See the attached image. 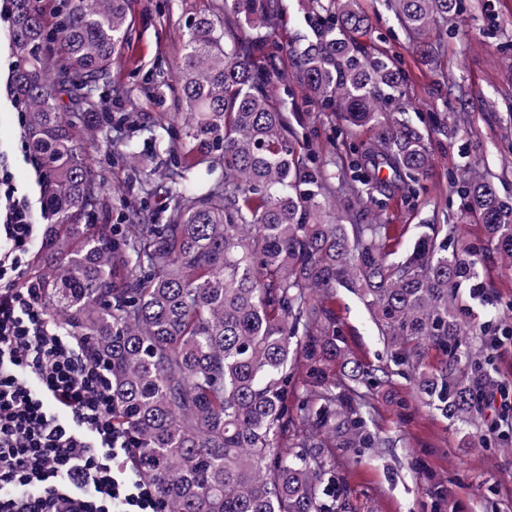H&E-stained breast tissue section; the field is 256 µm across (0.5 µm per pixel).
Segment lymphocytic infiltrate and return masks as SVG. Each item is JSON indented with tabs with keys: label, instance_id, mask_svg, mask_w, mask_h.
<instances>
[{
	"label": "lymphocytic infiltrate",
	"instance_id": "f902f5d3",
	"mask_svg": "<svg viewBox=\"0 0 512 512\" xmlns=\"http://www.w3.org/2000/svg\"><path fill=\"white\" fill-rule=\"evenodd\" d=\"M41 236L0 162V512H163L90 341L46 311L27 270Z\"/></svg>",
	"mask_w": 512,
	"mask_h": 512
}]
</instances>
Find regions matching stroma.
Listing matches in <instances>:
<instances>
[{"label": "stroma", "mask_w": 512, "mask_h": 512, "mask_svg": "<svg viewBox=\"0 0 512 512\" xmlns=\"http://www.w3.org/2000/svg\"><path fill=\"white\" fill-rule=\"evenodd\" d=\"M213 2L129 0L132 55L114 64L113 77L129 87H140L143 75L161 57L172 54L176 25L210 10ZM360 6L381 46L404 57L410 81L403 105L409 120L428 133L434 152L431 174L413 198L402 199L390 182L391 171L381 173L388 182L382 220L394 226L396 252L401 255L412 246L422 225L463 222L461 200L450 193L449 178L481 175L495 183L501 197L512 199V0H460L453 21L456 32L441 39L437 76L419 61L382 0H360ZM275 9L280 48L272 61L281 80L274 95L285 106L292 126L311 134L327 173L337 175L348 142L336 135L338 123L331 114L307 105V91L287 51L307 32L306 13L301 0H276ZM11 61L9 35L0 32V155L8 159L19 194L35 202L40 197L39 174L26 143L22 112L8 87ZM170 109V104L146 100L141 108L143 130L123 132L116 141L98 133L88 161L112 201L100 223H120L121 199L127 195L163 206V197L145 194L135 176L152 163L147 126ZM436 112L447 113L449 121L457 124L455 138L433 129ZM117 150L123 152V160H114ZM494 277L499 286L496 300L469 303L468 316L477 325L488 322L511 328L512 269L495 267ZM332 307L358 358L375 365L389 361V352L356 296L337 289ZM378 395L383 410L376 429L397 437L399 444L380 454L365 451L354 458L337 452L336 473L343 482L349 512H512V452L502 446L503 439L512 440V427L499 425L500 409L487 413L489 422L496 425L488 446L474 448L466 432L420 404L404 376L393 375L390 383L379 387ZM395 397L408 404L406 421L396 416L391 403Z\"/></svg>", "instance_id": "obj_1"}]
</instances>
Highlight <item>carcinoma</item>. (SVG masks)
Instances as JSON below:
<instances>
[{
    "mask_svg": "<svg viewBox=\"0 0 512 512\" xmlns=\"http://www.w3.org/2000/svg\"><path fill=\"white\" fill-rule=\"evenodd\" d=\"M14 2L12 88L53 218L35 283L46 311L106 361L115 419L165 512H345L339 492L327 509L324 478L338 448L396 447L371 429L376 389L394 373L485 447L480 390L493 382L496 330L471 325L459 294L493 292L490 255L512 266V204L493 181L463 178L456 193L481 238L431 224L393 258L379 173L389 168L412 192L433 153L423 131L389 111L407 71L360 40L372 26L359 0H307V42L288 48L308 103L339 113L353 136L374 134L338 186L275 104L274 68L253 58L273 34L271 0H215L179 29L178 86L161 67L147 77L158 97L176 98L180 111L165 117L180 134L151 129L167 159L141 180L168 203L130 202L124 230L92 223L109 202L84 132L115 99L126 118L137 114L133 91L112 81L129 48L127 0H59L52 14L43 0ZM383 2L417 57L433 62L431 33H448L458 0ZM200 166L214 178L198 185L188 174ZM340 192L375 223L345 211ZM338 288L364 305L390 365L350 355L329 305ZM428 346L440 353L431 370Z\"/></svg>",
    "mask_w": 512,
    "mask_h": 512,
    "instance_id": "1",
    "label": "carcinoma"
}]
</instances>
